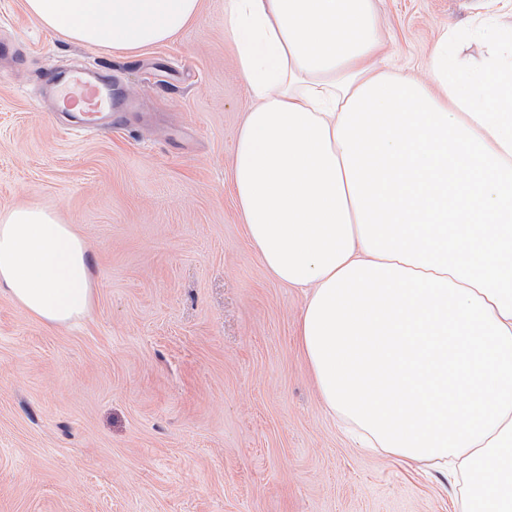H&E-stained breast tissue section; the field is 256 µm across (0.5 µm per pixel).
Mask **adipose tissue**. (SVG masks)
I'll return each instance as SVG.
<instances>
[{
    "instance_id": "1",
    "label": "adipose tissue",
    "mask_w": 512,
    "mask_h": 512,
    "mask_svg": "<svg viewBox=\"0 0 512 512\" xmlns=\"http://www.w3.org/2000/svg\"><path fill=\"white\" fill-rule=\"evenodd\" d=\"M46 30L136 53L200 0H24ZM252 104L231 187L267 274L308 301L298 344L359 447L483 473L459 512H512V23L443 29L431 84L373 66L374 0H224ZM481 38L477 61L458 47ZM0 292L89 315L91 258L38 206L0 211Z\"/></svg>"
}]
</instances>
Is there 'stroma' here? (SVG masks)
<instances>
[{
  "instance_id": "1",
  "label": "stroma",
  "mask_w": 512,
  "mask_h": 512,
  "mask_svg": "<svg viewBox=\"0 0 512 512\" xmlns=\"http://www.w3.org/2000/svg\"><path fill=\"white\" fill-rule=\"evenodd\" d=\"M512 0H377L385 68L428 81L440 30ZM0 210L39 205L92 259L90 314L0 293V512H454L438 472L351 447L297 349L302 288L265 272L231 192L250 104L224 0L134 55L0 0ZM91 63L138 106L75 135L42 83Z\"/></svg>"
}]
</instances>
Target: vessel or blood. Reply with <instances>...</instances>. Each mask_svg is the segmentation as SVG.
<instances>
[{"label":"vessel or blood","instance_id":"b4317fda","mask_svg":"<svg viewBox=\"0 0 512 512\" xmlns=\"http://www.w3.org/2000/svg\"><path fill=\"white\" fill-rule=\"evenodd\" d=\"M48 86L54 98L72 106L69 118L77 127L112 123V82L96 66H86L51 77Z\"/></svg>","mask_w":512,"mask_h":512}]
</instances>
